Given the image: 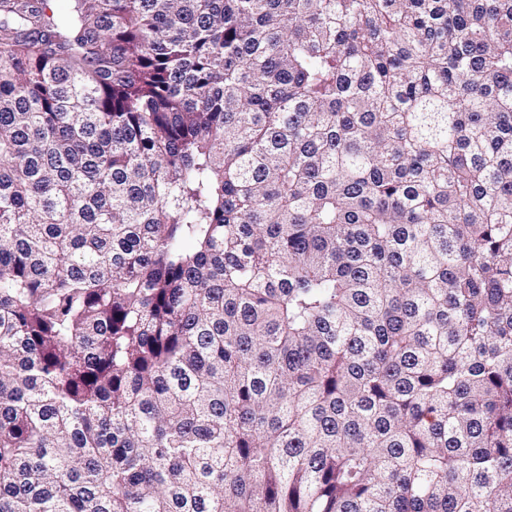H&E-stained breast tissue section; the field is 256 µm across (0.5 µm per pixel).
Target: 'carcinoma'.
<instances>
[{
	"mask_svg": "<svg viewBox=\"0 0 512 512\" xmlns=\"http://www.w3.org/2000/svg\"><path fill=\"white\" fill-rule=\"evenodd\" d=\"M0 0V512H512V0Z\"/></svg>",
	"mask_w": 512,
	"mask_h": 512,
	"instance_id": "1",
	"label": "carcinoma"
}]
</instances>
